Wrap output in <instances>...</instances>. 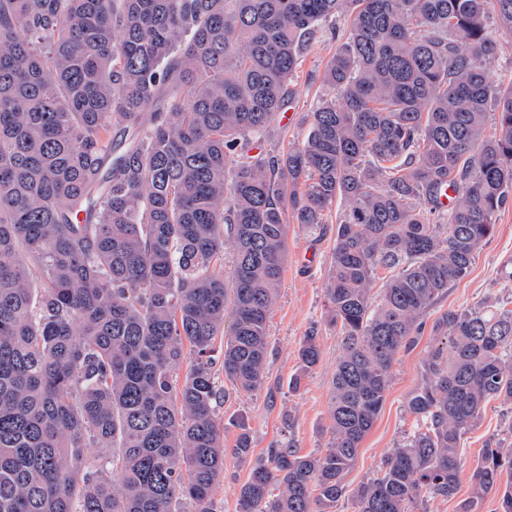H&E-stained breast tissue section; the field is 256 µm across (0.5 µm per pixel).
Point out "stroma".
Wrapping results in <instances>:
<instances>
[{
  "label": "stroma",
  "instance_id": "obj_1",
  "mask_svg": "<svg viewBox=\"0 0 512 512\" xmlns=\"http://www.w3.org/2000/svg\"><path fill=\"white\" fill-rule=\"evenodd\" d=\"M338 44V39L326 32L319 34L305 52L287 107L293 120L286 123L281 116H274L263 142L266 150L284 149L303 138L309 130L310 113L321 102L333 99L323 76ZM343 210V202H335L323 231L317 233L296 223L289 226L280 293L268 323L270 346L264 380L249 393L225 383L220 408L225 447H232L244 430L250 433L258 458L287 441L294 442L303 455L319 454L327 447L331 381L341 342L338 328L327 318L324 291L331 275L336 224ZM508 263L512 264V206L499 214L495 231L476 255L470 275L449 288L426 315L425 328L414 346L397 356L384 405L360 445L357 461L344 479L345 491L331 512H356L358 488L376 473L392 449L416 430L417 421L408 410V401L421 382L429 351L440 342L432 330L435 321L448 310H465L484 300L494 302L498 310H512V280L502 275ZM311 331L318 336L321 358L311 372L303 375L297 353L302 337ZM297 374L302 380L295 391L290 380ZM490 441L512 443V402H488L478 425L462 439L463 466L456 495L427 499L414 505L413 512H458L460 501L470 493V474ZM249 473V465L225 456L224 476L213 493L214 512H238V491Z\"/></svg>",
  "mask_w": 512,
  "mask_h": 512
}]
</instances>
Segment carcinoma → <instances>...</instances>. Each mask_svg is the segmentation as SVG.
<instances>
[{"label":"carcinoma","instance_id":"cac0c4a2","mask_svg":"<svg viewBox=\"0 0 512 512\" xmlns=\"http://www.w3.org/2000/svg\"><path fill=\"white\" fill-rule=\"evenodd\" d=\"M338 13L350 30L324 70L337 101L305 139L250 154ZM492 15L511 40L512 0H0V512H213L215 346L225 377L261 386L288 216L316 232L340 198L326 452L284 442L238 494L240 512H328L396 357L512 203ZM381 267L397 273L374 301ZM492 307L439 318L450 352L424 362L418 428L359 487L357 512L456 493L462 438L487 401L512 402V311ZM320 355L312 331L292 386ZM112 447L117 483L91 462ZM231 455L252 458L248 432ZM470 484L459 512L490 494L512 512V445L487 444Z\"/></svg>","mask_w":512,"mask_h":512}]
</instances>
